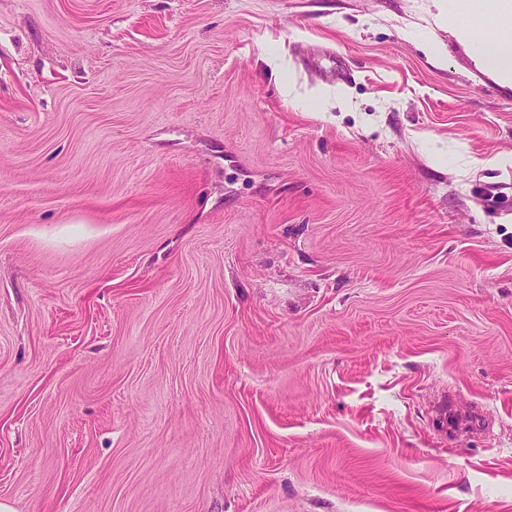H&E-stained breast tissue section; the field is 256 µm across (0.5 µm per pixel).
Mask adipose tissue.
Segmentation results:
<instances>
[{
  "instance_id": "obj_1",
  "label": "adipose tissue",
  "mask_w": 512,
  "mask_h": 512,
  "mask_svg": "<svg viewBox=\"0 0 512 512\" xmlns=\"http://www.w3.org/2000/svg\"><path fill=\"white\" fill-rule=\"evenodd\" d=\"M448 24L465 33L479 26L492 30L476 47L477 60L503 80L512 82V14L489 13L486 0H450Z\"/></svg>"
}]
</instances>
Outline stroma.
<instances>
[{
    "instance_id": "stroma-1",
    "label": "stroma",
    "mask_w": 512,
    "mask_h": 512,
    "mask_svg": "<svg viewBox=\"0 0 512 512\" xmlns=\"http://www.w3.org/2000/svg\"><path fill=\"white\" fill-rule=\"evenodd\" d=\"M443 15L0 0V502L512 512V84Z\"/></svg>"
}]
</instances>
